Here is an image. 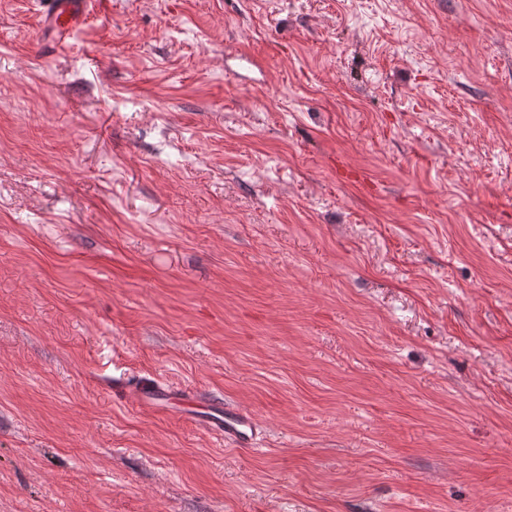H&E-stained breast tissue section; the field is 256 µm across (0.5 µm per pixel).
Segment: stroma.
I'll return each instance as SVG.
<instances>
[{
	"label": "stroma",
	"mask_w": 512,
	"mask_h": 512,
	"mask_svg": "<svg viewBox=\"0 0 512 512\" xmlns=\"http://www.w3.org/2000/svg\"><path fill=\"white\" fill-rule=\"evenodd\" d=\"M49 40L0 0V512H512V0ZM139 396L151 404L160 408H168L171 405L187 404L190 405L194 402L193 398L178 394L172 389L161 388L156 385L144 384L140 387ZM210 414L212 417L206 422L217 435L239 447L256 445V427L249 415L229 408H224V415L220 412Z\"/></svg>",
	"instance_id": "35a3bbf8"
}]
</instances>
